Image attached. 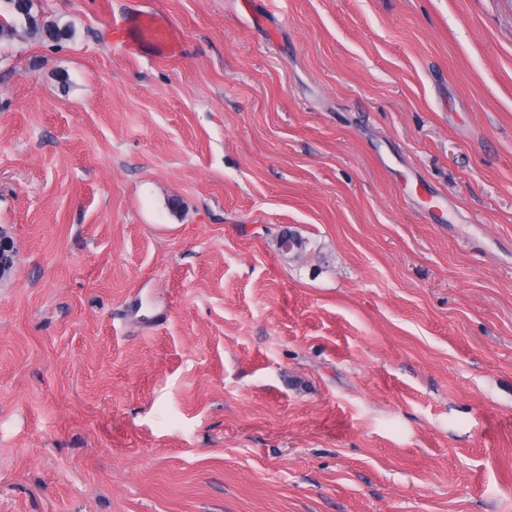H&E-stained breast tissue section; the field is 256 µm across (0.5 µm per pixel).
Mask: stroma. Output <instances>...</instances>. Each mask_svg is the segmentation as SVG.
Masks as SVG:
<instances>
[{"label": "stroma", "mask_w": 512, "mask_h": 512, "mask_svg": "<svg viewBox=\"0 0 512 512\" xmlns=\"http://www.w3.org/2000/svg\"><path fill=\"white\" fill-rule=\"evenodd\" d=\"M35 3L0 512H512V0ZM114 37L131 54H137L141 52V47L149 46L165 56L176 53L180 47L178 34L168 20L152 12L123 17L115 25Z\"/></svg>", "instance_id": "35a3bbf8"}]
</instances>
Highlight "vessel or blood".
Returning <instances> with one entry per match:
<instances>
[{"label": "vessel or blood", "instance_id": "1", "mask_svg": "<svg viewBox=\"0 0 512 512\" xmlns=\"http://www.w3.org/2000/svg\"><path fill=\"white\" fill-rule=\"evenodd\" d=\"M116 41L124 45L129 53H139L148 46L156 53L171 55L180 46L179 37L168 20L161 14L141 12L123 17L114 28Z\"/></svg>", "mask_w": 512, "mask_h": 512}]
</instances>
